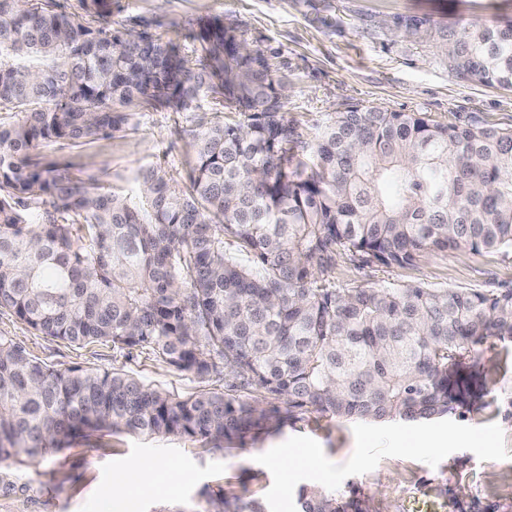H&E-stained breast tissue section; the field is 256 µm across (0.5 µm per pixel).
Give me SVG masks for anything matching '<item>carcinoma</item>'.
Wrapping results in <instances>:
<instances>
[{
	"label": "carcinoma",
	"instance_id": "carcinoma-1",
	"mask_svg": "<svg viewBox=\"0 0 512 512\" xmlns=\"http://www.w3.org/2000/svg\"><path fill=\"white\" fill-rule=\"evenodd\" d=\"M0 0V308L39 335L146 351L222 389L180 397L116 372L58 369L0 338V461L85 430L210 443L306 413L433 421L484 388L478 348L512 342V288H338L336 262L512 255V128L351 106L307 144L268 59L221 20L200 49L112 29V0ZM448 60L512 88V22L466 24ZM207 90L188 185L156 167L131 194L57 173L42 150L123 129L130 107L188 110ZM299 512H363L303 488ZM191 512H269L205 492Z\"/></svg>",
	"mask_w": 512,
	"mask_h": 512
}]
</instances>
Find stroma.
I'll return each mask as SVG.
<instances>
[{
  "label": "stroma",
  "instance_id": "stroma-1",
  "mask_svg": "<svg viewBox=\"0 0 512 512\" xmlns=\"http://www.w3.org/2000/svg\"><path fill=\"white\" fill-rule=\"evenodd\" d=\"M205 18L235 27L248 48L268 59L286 87L287 116L305 142H314L334 113L352 105L424 112L445 123L473 115L490 126L512 127V90L462 81L447 53L457 22L512 21V0H112L110 22L122 31L164 34L189 54L199 46L198 23ZM402 20L421 23L420 32L399 31ZM217 108L206 92L196 108L183 112L137 108L126 130L84 144H55L44 153L71 176L116 192L136 189L141 170L150 166L182 185L195 161L197 118ZM335 281L340 288H512V256L459 248L426 254L405 268L364 269L341 259ZM0 336L58 368L125 373L180 396L205 387L148 354L37 335L6 309H0ZM482 362L484 397L437 422L448 431L444 448L399 445L401 420L317 413L219 448L181 436L86 431L41 461L0 462V512H101L107 488L112 512L192 508L203 492L220 489L263 501L270 512H298L303 487L358 496L368 512H404L407 499L423 490L447 502V512H512V343L484 349ZM305 443L320 448L324 477L293 466L283 476L266 464L270 449ZM133 468L144 483L132 502L113 482ZM161 478L168 492L154 491Z\"/></svg>",
  "mask_w": 512,
  "mask_h": 512
}]
</instances>
